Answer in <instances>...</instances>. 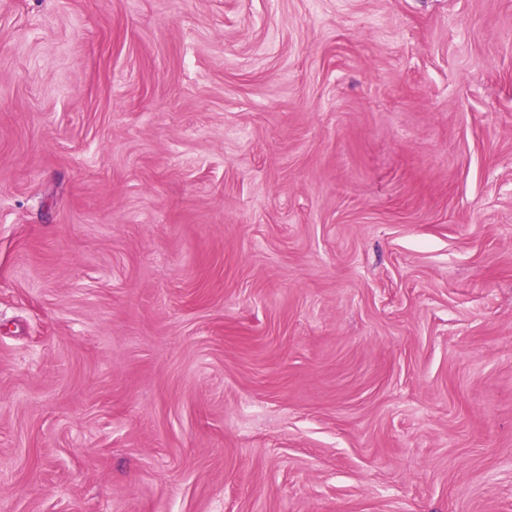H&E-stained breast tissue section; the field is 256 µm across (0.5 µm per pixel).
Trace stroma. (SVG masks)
Listing matches in <instances>:
<instances>
[{
  "label": "stroma",
  "mask_w": 512,
  "mask_h": 512,
  "mask_svg": "<svg viewBox=\"0 0 512 512\" xmlns=\"http://www.w3.org/2000/svg\"><path fill=\"white\" fill-rule=\"evenodd\" d=\"M0 512H512V0H0Z\"/></svg>",
  "instance_id": "obj_1"
}]
</instances>
